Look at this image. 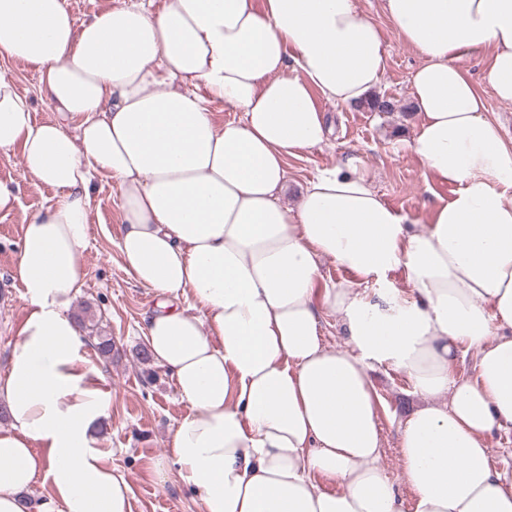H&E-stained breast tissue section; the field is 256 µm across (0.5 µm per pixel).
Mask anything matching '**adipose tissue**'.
Returning a JSON list of instances; mask_svg holds the SVG:
<instances>
[{"instance_id":"ef3b65f1","label":"adipose tissue","mask_w":512,"mask_h":512,"mask_svg":"<svg viewBox=\"0 0 512 512\" xmlns=\"http://www.w3.org/2000/svg\"><path fill=\"white\" fill-rule=\"evenodd\" d=\"M152 2L79 24L65 0H0V62L34 68L54 113L35 121L0 73V153L20 150L56 192L26 217L14 270L26 312L0 375V512H28L40 479L38 512H130L127 479L93 446L109 398L68 313L104 177L123 266L158 298L148 349L189 407L156 471L175 466L201 512H512V472L485 444L512 428V139L482 94L512 102V0H383L423 57L409 147L457 188L417 230L354 158L281 200L288 158L328 139L319 101L354 107L381 84L383 32L356 0ZM484 52L477 83L457 61ZM216 103L237 119L217 122ZM326 258L385 283L379 302L321 286ZM326 310L350 348L325 343ZM469 349L472 379L455 373ZM371 363L423 399L399 426L407 500L380 464Z\"/></svg>"}]
</instances>
